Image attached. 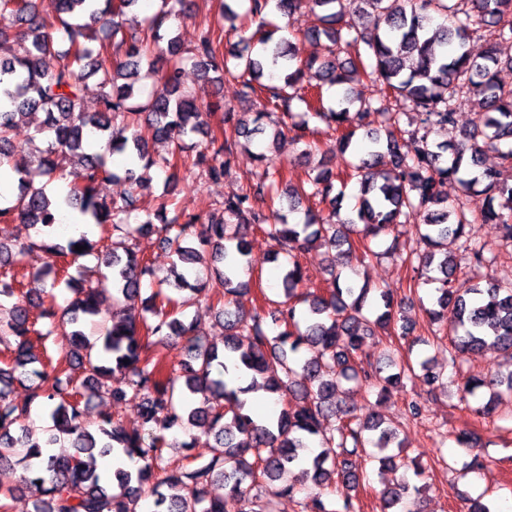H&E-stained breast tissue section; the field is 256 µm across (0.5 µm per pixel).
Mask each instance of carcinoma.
Wrapping results in <instances>:
<instances>
[{"instance_id":"cac0c4a2","label":"carcinoma","mask_w":512,"mask_h":512,"mask_svg":"<svg viewBox=\"0 0 512 512\" xmlns=\"http://www.w3.org/2000/svg\"><path fill=\"white\" fill-rule=\"evenodd\" d=\"M137 2L0 0V17L17 24L12 32L0 27V167L10 164V134L27 113L45 112L51 135L35 170L20 173L16 203L0 208V219L16 217L49 236L70 209L109 230L123 239L120 245L93 243L84 233L41 245L53 256L92 257L96 266L108 268L115 300H130L142 287H151L147 310L152 315L116 313L104 336L92 341L80 329L100 314L99 294L90 282L74 289L63 307L50 292L46 303L43 296L20 290L24 283L17 279L21 257L36 243L0 240V311L11 304L9 320L0 322V343L14 337L0 360V467L18 457L20 484L41 489L34 512H138L143 499L151 500L150 512H224L227 499L240 504L239 512H276L275 499L297 495L300 512H357L349 494L360 481L355 458L368 447L381 452L395 447L401 453L404 446L399 425L371 410L361 416L346 405L349 385L377 388L380 403L390 388L418 374L409 366L383 377L379 360L363 351L367 339L394 320L393 291L342 284L337 272L322 291L300 295L306 273L297 253L315 244L331 250L345 245L340 260L349 263L353 235L367 245L383 234L397 240L412 233L410 256L441 273L433 278L439 296L424 312L430 324L451 332L448 355L512 351V286L488 280L463 294L453 288L462 260L477 269L486 261V244L469 235L470 225L496 224L502 240L512 242V184L502 170L479 161L491 149L502 164L512 165V144H507L512 141V88L497 78L500 45L512 43V0H360L373 11L370 31L355 17H345L342 0H246L247 12L260 20L273 11L292 17L302 9L317 17L321 26L312 32L325 36L332 49L321 61L304 62L274 30L258 38L240 36L237 49L223 56L214 28L206 24L186 51L171 21L190 7L188 0H160L144 30L126 22V10ZM86 15L91 22H83ZM102 20L107 28L95 49L90 32ZM478 33L487 34L489 47L476 57L466 43ZM62 38L68 41L64 51L58 49ZM348 48L356 58L336 57V51ZM187 53L208 82L233 80L245 100L259 90L265 93L263 108L251 120L227 109L219 133H210L204 150L191 159L183 155L182 144L210 127V113L181 85ZM358 61L376 75L379 96L353 94ZM267 62L280 68L276 84L261 83ZM90 76L99 78L97 112L82 104L84 80ZM144 76L155 77V84L139 103ZM325 85L337 88L333 107L324 106L320 97L314 103L305 97ZM463 95L477 97L472 128L451 146L430 141L435 128L455 124L454 101ZM297 101L306 111L294 112ZM271 109L292 120L271 131V149L286 130L308 156L310 124L317 122L340 132L344 153L363 132L367 156L349 163L360 184L349 213L341 215L340 195L324 171L308 175L301 186L279 190L283 173L264 153L256 156L262 163L256 182L224 198L220 219L204 222L179 212L168 217L164 206L143 213L125 192L98 198L99 183H121L135 175L133 169L121 175L109 166L115 153L135 154L144 170L156 164L169 168L171 179L177 172L188 179H224L241 142L250 143L266 130L263 119ZM404 117L409 130L402 128ZM93 138L105 141L103 151H86ZM405 138L408 151L401 145ZM151 139L174 141L176 150L159 163L150 157ZM55 153L73 160L68 191L57 201L34 184L36 177L57 179L50 159ZM387 156L389 167L377 169ZM451 179L458 181L462 195L484 197L479 214L467 212L462 202L448 209L444 187ZM278 193L292 211L305 199L327 200L331 210L323 215L309 209L303 223L290 224L278 211L256 207L259 199ZM416 211L424 214V222L409 231L405 223ZM254 230L288 251L281 279L284 300L269 315L280 327L275 335L262 308L246 311L237 302L249 286L244 276ZM141 234L156 236L176 256L172 279H155L151 263L129 244ZM77 245L85 250H75ZM372 293L378 313L370 318L364 308ZM201 300L224 319L221 349L203 341L196 323L184 318L185 309ZM33 335L61 338L58 362L46 351L41 358L32 352ZM170 344L181 346L179 375L152 355V348ZM62 364L80 369L81 375L62 383L54 375ZM16 382L31 383V399L51 406L55 433L48 439L30 423L31 404L11 398ZM256 390L276 396L280 410L273 419L260 422L246 409L240 395ZM129 391L143 396L138 427H124L110 411L99 415L92 431L82 423L81 403L90 395L103 393L118 402ZM198 393L207 397L197 402ZM456 394L473 414L484 417L493 402L512 399V372L489 380L469 377L456 384ZM330 415L336 426L327 432L323 421ZM159 426L190 436L185 461H166L167 441ZM194 428L206 430L204 441L191 435ZM65 435L74 453L45 452ZM107 456L115 462L108 478L97 464V458ZM217 484L224 488L222 497L212 495ZM413 491L419 487L406 478L392 484L380 495L381 512H403L400 506ZM336 494L342 500L339 509L323 500Z\"/></svg>"}]
</instances>
